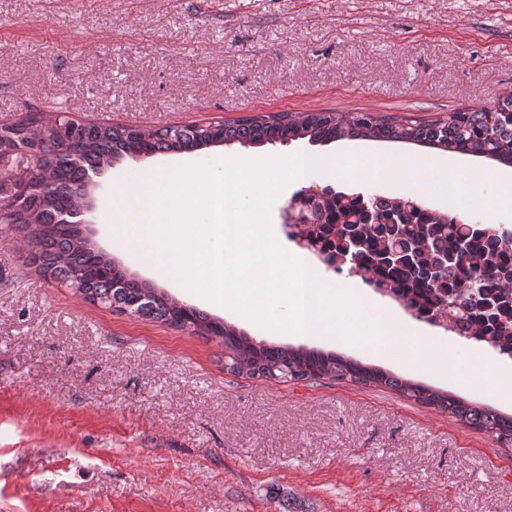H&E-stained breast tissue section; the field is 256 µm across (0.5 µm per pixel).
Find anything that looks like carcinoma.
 <instances>
[{"label":"carcinoma","mask_w":512,"mask_h":512,"mask_svg":"<svg viewBox=\"0 0 512 512\" xmlns=\"http://www.w3.org/2000/svg\"><path fill=\"white\" fill-rule=\"evenodd\" d=\"M345 137L407 142L512 167V96L434 121L374 112H277L235 123L148 129L62 119L41 136L16 121L0 126V157L36 156L41 167L25 185L13 182L9 199L0 200V224L13 227L31 246L30 265L44 277L68 282L93 302L218 338L224 343V367L233 373L290 382L331 375L386 386L512 445V414L333 352L255 343L206 312L126 275L91 246L80 224L64 221L91 192L89 173L127 156ZM302 209L305 225L299 235L327 266L354 271L377 290L399 295L417 319L462 326L467 337L512 357L511 232L450 219L410 199L328 188L303 191Z\"/></svg>","instance_id":"carcinoma-1"}]
</instances>
